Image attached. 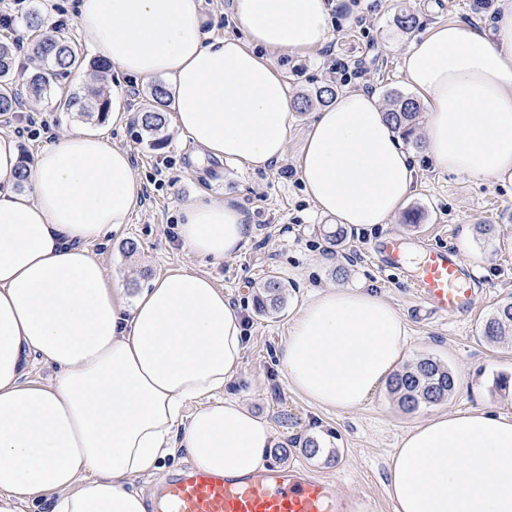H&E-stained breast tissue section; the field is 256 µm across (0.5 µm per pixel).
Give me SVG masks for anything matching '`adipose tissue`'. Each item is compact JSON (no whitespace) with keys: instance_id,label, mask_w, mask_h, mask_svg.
Instances as JSON below:
<instances>
[{"instance_id":"adipose-tissue-1","label":"adipose tissue","mask_w":512,"mask_h":512,"mask_svg":"<svg viewBox=\"0 0 512 512\" xmlns=\"http://www.w3.org/2000/svg\"><path fill=\"white\" fill-rule=\"evenodd\" d=\"M330 15L329 0H232L235 34L209 42L204 0H80L76 25L125 80L167 81L173 126L199 159L265 169L286 156L295 126L276 58L323 47ZM402 69L427 108L434 165L512 182V0L492 35L451 21L413 36ZM296 166L316 210L350 229L387 224L413 192L409 153L361 91L316 112ZM142 193L128 152L106 136L62 131L24 168L0 134V512L40 498L50 512H148L134 481L181 452L230 477L265 464L271 424L224 395L243 368L240 309L187 267L130 295L95 252ZM180 211L195 256L220 262L249 242L232 200L203 194ZM407 345L383 296L330 286L293 317L280 364L313 404L351 411L388 383ZM35 355L53 379H32ZM387 493L395 512H512V419L431 415L392 453Z\"/></svg>"}]
</instances>
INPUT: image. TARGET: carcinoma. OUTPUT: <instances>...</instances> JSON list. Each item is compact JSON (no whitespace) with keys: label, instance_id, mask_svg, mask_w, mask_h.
I'll list each match as a JSON object with an SVG mask.
<instances>
[{"label":"carcinoma","instance_id":"1","mask_svg":"<svg viewBox=\"0 0 512 512\" xmlns=\"http://www.w3.org/2000/svg\"><path fill=\"white\" fill-rule=\"evenodd\" d=\"M25 28L31 41V52L36 63L35 72L23 83V88L12 78L15 67L14 43L6 37L0 40V115H10L19 110L22 99L39 100L57 86L62 78L69 77L80 69L85 61L83 52L64 29L55 28L50 38L41 36L42 17L30 14L25 20ZM98 72L97 85L86 88L84 96L61 94L58 108L65 112L76 111L87 118L104 121L112 112V99L105 84V70L109 65L94 63ZM166 90L156 84L150 92L147 106L143 107L141 122L144 131L158 134L166 125ZM387 120L392 128L405 137L416 131L419 106L417 102L400 94H394L386 109ZM256 304L260 310L276 308L284 301V285L276 275L268 276L260 285ZM512 335V299L500 303L480 325V337L487 344H498ZM455 387L454 376L449 367L423 358L412 363L405 370L393 375L389 389L400 407L408 412L426 405H433L448 398Z\"/></svg>","mask_w":512,"mask_h":512}]
</instances>
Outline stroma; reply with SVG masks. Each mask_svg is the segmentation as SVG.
I'll return each mask as SVG.
<instances>
[{"mask_svg": "<svg viewBox=\"0 0 512 512\" xmlns=\"http://www.w3.org/2000/svg\"><path fill=\"white\" fill-rule=\"evenodd\" d=\"M333 4L332 36L322 48L308 58H277L294 97L312 94L329 80L341 94L362 90L382 99L392 93L411 95L402 59L413 34L448 21L491 30L500 12L499 0H486L480 7L474 0ZM403 7L417 17L414 30L400 29L394 22ZM84 87L83 80L72 78L63 81L61 90L26 105L24 113L43 120L47 134H27L23 114L16 113L0 115V132L16 137L21 158L29 163L59 131L71 128L105 135L129 153L151 198L141 203L121 235L98 245L96 252L109 274L132 291L186 266L210 276L240 306L245 319L244 367L225 393L241 399L273 426L268 462L308 469L333 484L339 498L367 504L368 512H394L386 490L387 464L405 432L430 415L462 409L512 417V388L497 386L500 377H512V345H490L478 336L480 322L512 297V184L438 171L423 142L408 141L415 182L402 213L383 227L350 230L337 245L328 238L335 219L317 212L299 175L281 173L282 168L293 169L294 155L265 170L216 161L195 170L173 125H166L167 140L157 148L135 122L120 128L57 108L61 91L77 93ZM205 192L217 199L233 194L252 229L246 250L217 264L193 256L178 237L180 203ZM483 224L492 225L491 234H480ZM388 236L404 244L413 262L424 245L453 249L477 278L469 310L447 316L430 313L410 287L407 271L384 265L376 245ZM131 241L137 245L132 252L127 249ZM270 274L285 284V298L278 308L262 312L255 295ZM336 285L370 287L382 294L407 322V360L429 357L449 365L457 379L455 392L413 412L402 410L385 389L353 411L324 409L293 392L277 358L290 321L310 293ZM306 437L319 442L315 457H307L299 445Z\"/></svg>", "mask_w": 512, "mask_h": 512, "instance_id": "stroma-1", "label": "stroma"}]
</instances>
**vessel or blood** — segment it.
<instances>
[{"instance_id": "obj_1", "label": "vessel or blood", "mask_w": 512, "mask_h": 512, "mask_svg": "<svg viewBox=\"0 0 512 512\" xmlns=\"http://www.w3.org/2000/svg\"><path fill=\"white\" fill-rule=\"evenodd\" d=\"M409 282L433 313L466 311L472 276L455 251L424 247L410 269ZM343 502L330 484L308 474L268 468L258 474L227 478L196 469L172 479L162 490V512H342Z\"/></svg>"}]
</instances>
